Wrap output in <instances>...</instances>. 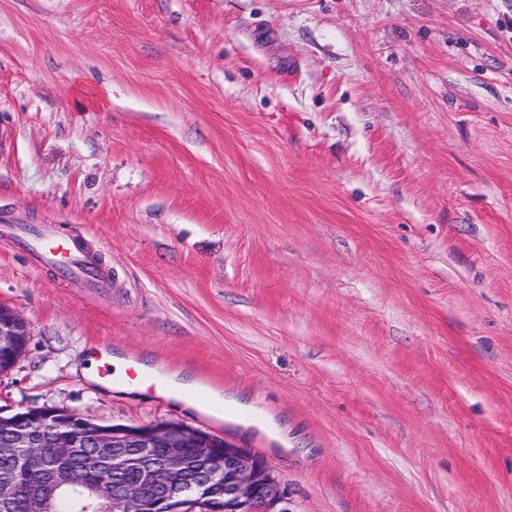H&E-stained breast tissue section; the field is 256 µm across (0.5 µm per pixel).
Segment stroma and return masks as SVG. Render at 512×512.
Returning a JSON list of instances; mask_svg holds the SVG:
<instances>
[{"label":"stroma","mask_w":512,"mask_h":512,"mask_svg":"<svg viewBox=\"0 0 512 512\" xmlns=\"http://www.w3.org/2000/svg\"><path fill=\"white\" fill-rule=\"evenodd\" d=\"M0 303V413L211 432L287 512H512V0H0ZM107 345L287 443L100 390ZM29 245L42 261L51 263L62 274L92 281L97 288L106 287L107 283L99 276L92 258L75 241L37 232ZM25 337L20 341L19 337ZM30 339L26 321L11 307L0 304V374L12 370ZM106 361H110V362H112V365H114V369H115L114 376H115L116 381L118 383L127 384L126 382H124L125 370L127 369L126 366L124 365V363L117 358H112V360H111V358H108L105 354H101V356L99 358H95V357L90 358L89 368L87 370H85L88 377L94 381L99 382V383L106 384L105 379L99 377L98 371H97V368L99 366H103V364Z\"/></svg>","instance_id":"35a3bbf8"}]
</instances>
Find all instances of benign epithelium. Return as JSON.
I'll list each match as a JSON object with an SVG mask.
<instances>
[{
  "label": "benign epithelium",
  "instance_id": "benign-epithelium-1",
  "mask_svg": "<svg viewBox=\"0 0 512 512\" xmlns=\"http://www.w3.org/2000/svg\"><path fill=\"white\" fill-rule=\"evenodd\" d=\"M30 336L26 321L0 304V374L12 370ZM0 456L29 449L44 474L47 454L63 459L88 448L82 462L54 468L31 498L30 512H55L61 491H82L80 512H274L283 490L266 459L251 448L178 421L154 425H103L81 414L45 406L7 421ZM150 448H162L154 456ZM134 460L138 478L119 477L120 463ZM94 469L99 480L86 484Z\"/></svg>",
  "mask_w": 512,
  "mask_h": 512
}]
</instances>
